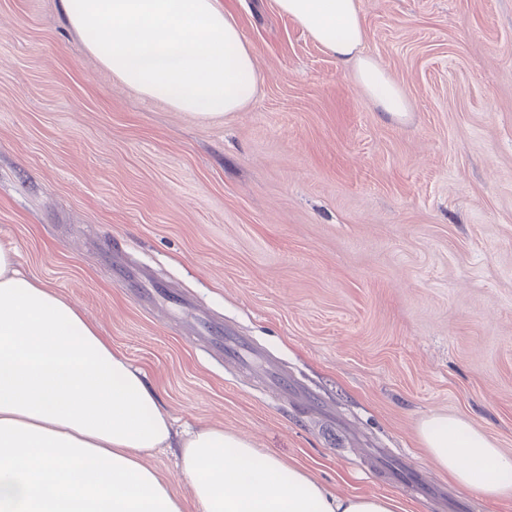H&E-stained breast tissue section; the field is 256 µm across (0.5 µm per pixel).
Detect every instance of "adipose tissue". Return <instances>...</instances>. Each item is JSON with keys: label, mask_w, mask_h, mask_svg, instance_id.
<instances>
[{"label": "adipose tissue", "mask_w": 512, "mask_h": 512, "mask_svg": "<svg viewBox=\"0 0 512 512\" xmlns=\"http://www.w3.org/2000/svg\"><path fill=\"white\" fill-rule=\"evenodd\" d=\"M325 51L352 62L382 111L411 108L370 55L357 0H273ZM105 68L143 96L202 119L239 112L263 82L255 50L221 0H60ZM456 484L512 496V456L460 416L418 429ZM176 449L190 486L176 495L144 464ZM399 512L380 495L341 497L306 470L221 428L175 434L145 376L53 288L21 274L0 244V512Z\"/></svg>", "instance_id": "ef3b65f1"}]
</instances>
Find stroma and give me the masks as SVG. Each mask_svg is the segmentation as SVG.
I'll list each match as a JSON object with an SVG mask.
<instances>
[{"instance_id":"obj_1","label":"stroma","mask_w":512,"mask_h":512,"mask_svg":"<svg viewBox=\"0 0 512 512\" xmlns=\"http://www.w3.org/2000/svg\"><path fill=\"white\" fill-rule=\"evenodd\" d=\"M264 75L199 120L113 78L59 0H0V242L141 369L177 427H221L340 496L512 512L455 484L420 422L460 415L512 454V0H357L406 93L382 112L271 0H223ZM129 262L249 338L326 406L271 396L148 310ZM395 448L421 494L363 469Z\"/></svg>"}]
</instances>
